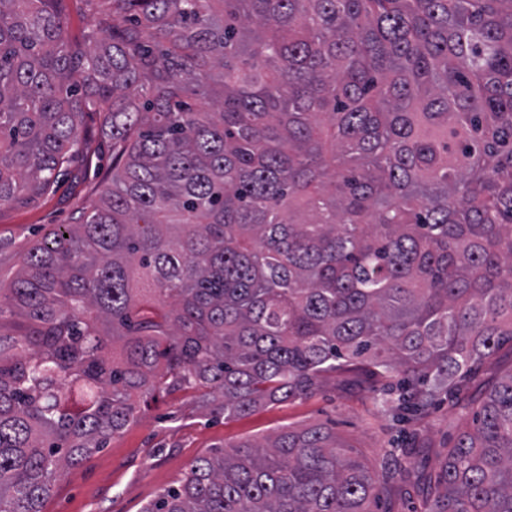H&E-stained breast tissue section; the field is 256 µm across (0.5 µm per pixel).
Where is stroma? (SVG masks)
I'll use <instances>...</instances> for the list:
<instances>
[{"label": "stroma", "mask_w": 512, "mask_h": 512, "mask_svg": "<svg viewBox=\"0 0 512 512\" xmlns=\"http://www.w3.org/2000/svg\"><path fill=\"white\" fill-rule=\"evenodd\" d=\"M96 112L82 120L80 152L68 174L35 204L0 206V273L9 274L22 252L53 225L72 223L98 185L112 174V141ZM322 424L354 448V456L382 473L396 464L391 450L416 436L415 474L385 496L379 512H418L436 456L447 451L461 426L447 403L408 422L377 406L360 374L344 370L311 396L262 406L224 419L193 392L161 395L139 404L135 420L105 448L71 466L55 482L43 512H142L158 493L177 484L198 458L279 430Z\"/></svg>", "instance_id": "stroma-1"}]
</instances>
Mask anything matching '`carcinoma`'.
<instances>
[{"instance_id": "obj_1", "label": "carcinoma", "mask_w": 512, "mask_h": 512, "mask_svg": "<svg viewBox=\"0 0 512 512\" xmlns=\"http://www.w3.org/2000/svg\"><path fill=\"white\" fill-rule=\"evenodd\" d=\"M0 0V206L105 114L112 177L0 278V512H42L137 400L224 418L344 366L382 407L469 403L512 344V0ZM330 428L194 461L142 512H373ZM425 512H512V368L436 457ZM61 6L70 40L83 43L86 33L93 28L98 8L82 0H65Z\"/></svg>"}]
</instances>
